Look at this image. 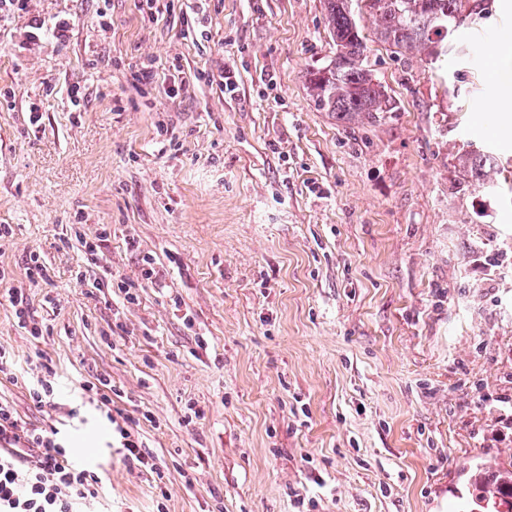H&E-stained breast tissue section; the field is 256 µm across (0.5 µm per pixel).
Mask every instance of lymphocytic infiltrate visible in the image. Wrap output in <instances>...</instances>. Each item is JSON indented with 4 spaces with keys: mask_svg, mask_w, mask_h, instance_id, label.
Returning <instances> with one entry per match:
<instances>
[{
    "mask_svg": "<svg viewBox=\"0 0 512 512\" xmlns=\"http://www.w3.org/2000/svg\"><path fill=\"white\" fill-rule=\"evenodd\" d=\"M102 478L77 462L57 427L31 429L0 398V512H85Z\"/></svg>",
    "mask_w": 512,
    "mask_h": 512,
    "instance_id": "lymphocytic-infiltrate-1",
    "label": "lymphocytic infiltrate"
}]
</instances>
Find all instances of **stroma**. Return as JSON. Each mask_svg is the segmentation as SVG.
<instances>
[{"label":"stroma","mask_w":512,"mask_h":512,"mask_svg":"<svg viewBox=\"0 0 512 512\" xmlns=\"http://www.w3.org/2000/svg\"><path fill=\"white\" fill-rule=\"evenodd\" d=\"M487 8L433 60L362 16L395 103L375 123L308 93L335 51L324 0H26L0 21V267L44 329L0 304V397L63 426L96 512H471L467 471L512 460V0ZM473 148L497 161L481 184ZM104 227L90 263L74 234ZM41 359L53 409L28 395ZM99 377L108 417L81 389ZM141 411L145 466L111 425Z\"/></svg>","instance_id":"35a3bbf8"}]
</instances>
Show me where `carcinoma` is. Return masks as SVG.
I'll return each instance as SVG.
<instances>
[{"mask_svg": "<svg viewBox=\"0 0 512 512\" xmlns=\"http://www.w3.org/2000/svg\"><path fill=\"white\" fill-rule=\"evenodd\" d=\"M325 0L328 22L336 43L330 62L307 72L306 84L315 106L341 119L375 121L393 109L366 57V38L356 21V11H366L377 21L379 39L397 52L415 50L427 57L438 55V46L468 20L485 15L484 0ZM476 181L485 180L494 157L478 151L459 157ZM475 504L486 512H501L512 505V461L486 462L468 472Z\"/></svg>", "mask_w": 512, "mask_h": 512, "instance_id": "1", "label": "carcinoma"}]
</instances>
